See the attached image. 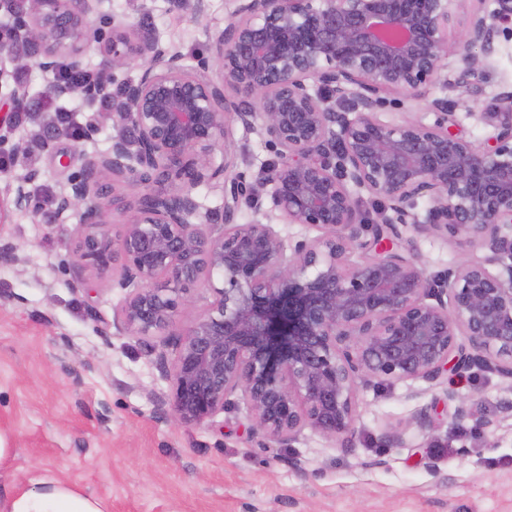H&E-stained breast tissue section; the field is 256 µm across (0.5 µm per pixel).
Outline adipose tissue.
Instances as JSON below:
<instances>
[{"instance_id":"obj_1","label":"adipose tissue","mask_w":512,"mask_h":512,"mask_svg":"<svg viewBox=\"0 0 512 512\" xmlns=\"http://www.w3.org/2000/svg\"><path fill=\"white\" fill-rule=\"evenodd\" d=\"M0 512H104L102 502L62 479L39 475L0 485Z\"/></svg>"}]
</instances>
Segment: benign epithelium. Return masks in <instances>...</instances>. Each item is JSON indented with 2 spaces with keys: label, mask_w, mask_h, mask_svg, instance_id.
I'll return each instance as SVG.
<instances>
[{
  "label": "benign epithelium",
  "mask_w": 512,
  "mask_h": 512,
  "mask_svg": "<svg viewBox=\"0 0 512 512\" xmlns=\"http://www.w3.org/2000/svg\"><path fill=\"white\" fill-rule=\"evenodd\" d=\"M233 2L212 44L221 61L214 75L207 59L188 67L175 47L135 40L125 20L100 11L102 0H37L18 18L15 45L0 46V56L24 48L51 72L50 45L70 43L68 63L82 69L95 43L102 69L137 60L145 68L112 113L109 149L62 155L79 170L42 210L29 189L36 173L14 176L0 191V224L15 212L56 224L80 211L73 264L117 270L129 289L112 318L119 333L163 335L191 290L212 296L178 334L173 360L150 346L181 424L242 404L271 443L289 446L309 429L346 448L362 385L435 384L450 371L512 379V91L499 95L504 111L489 113L495 133L480 145L460 135L446 98L430 102L431 123L380 117L389 95L417 100L440 78L480 95L482 58L512 23V0H494L491 11L479 0L452 39L457 0ZM226 86L239 102L227 101ZM52 94L97 99L110 88L58 83ZM236 125L278 149L273 207L317 236L285 245L268 224L235 222L255 195L235 170ZM129 181L146 189L134 206L119 191ZM201 183L224 192L222 223L206 230L192 222ZM355 189L386 203L382 223H364ZM420 198L431 202L422 219ZM111 209L128 213L112 237L102 231ZM409 228L466 239L486 254L435 285L400 245ZM0 260L25 257L6 244Z\"/></svg>",
  "instance_id": "1"
}]
</instances>
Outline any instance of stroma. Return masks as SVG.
<instances>
[{
	"mask_svg": "<svg viewBox=\"0 0 512 512\" xmlns=\"http://www.w3.org/2000/svg\"><path fill=\"white\" fill-rule=\"evenodd\" d=\"M103 8L124 18L134 37L158 35L192 65L210 57L233 4L202 0L176 12L169 0H105ZM483 70L480 96L432 84L421 100L390 95L383 117H421L427 100L445 96L456 104L463 135L485 142L494 129L483 115L498 111L499 94L512 88V24L497 36ZM67 106L88 137L50 153L39 145L38 120L21 118L7 134L31 153L0 169L1 189L27 168L38 172L37 187L59 191L71 175L61 154L109 148V113L85 111L78 99ZM233 151L238 171L261 186L239 223L273 225L284 239L313 236L272 206L263 183L280 157L265 138L235 128ZM79 219L74 211L42 224L27 212L0 226V245L20 246L26 257L18 266L0 263V443L13 451L4 467L18 481L62 478L100 499L106 512H512V411L504 408L512 381L497 376L360 387L357 434L347 448L309 430L288 447L265 443L242 407L200 426L175 422L154 354L112 326L125 289L112 275L70 268ZM406 238L431 279L483 254L413 229ZM461 407L469 416L459 421ZM423 408L433 432L413 422ZM483 416L495 420L494 435L476 428ZM389 428L402 431L399 447L383 446Z\"/></svg>",
	"mask_w": 512,
	"mask_h": 512,
	"instance_id": "35a3bbf8",
	"label": "stroma"
}]
</instances>
